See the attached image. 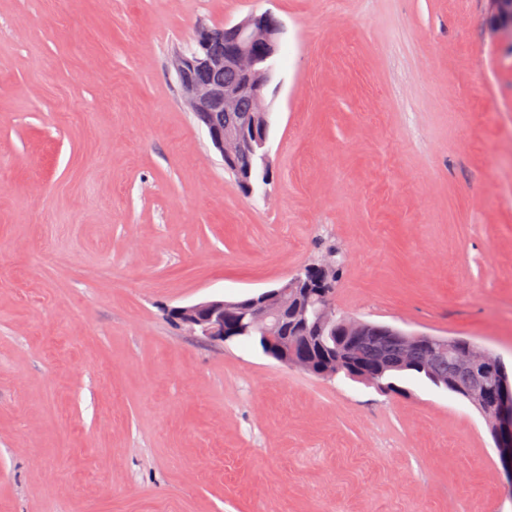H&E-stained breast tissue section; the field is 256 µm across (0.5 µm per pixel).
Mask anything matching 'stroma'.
<instances>
[{
	"instance_id": "stroma-1",
	"label": "stroma",
	"mask_w": 512,
	"mask_h": 512,
	"mask_svg": "<svg viewBox=\"0 0 512 512\" xmlns=\"http://www.w3.org/2000/svg\"><path fill=\"white\" fill-rule=\"evenodd\" d=\"M272 11L273 182L244 195L172 60ZM485 0H0V512H512L468 402L188 336L277 287L512 371V43Z\"/></svg>"
}]
</instances>
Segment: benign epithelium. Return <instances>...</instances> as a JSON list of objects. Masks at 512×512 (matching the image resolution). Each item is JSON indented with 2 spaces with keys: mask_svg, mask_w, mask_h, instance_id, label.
<instances>
[{
  "mask_svg": "<svg viewBox=\"0 0 512 512\" xmlns=\"http://www.w3.org/2000/svg\"><path fill=\"white\" fill-rule=\"evenodd\" d=\"M487 3V26L490 32L512 39V0H487ZM281 33V22L275 20L274 14L268 11L252 14L236 24L224 26V34L228 39L224 54L215 56L204 52L208 29L201 28L196 32L194 46L188 52L176 55L174 59L173 66L185 102L192 111L220 109L224 112H237L243 97L247 96L251 100L250 114L237 117L224 127L207 128L214 147L229 161L234 154L241 159L248 157L256 147L261 152L265 150L266 130L271 124L268 87L273 78L272 65L280 51ZM224 67L240 74L238 84L214 86L192 78L196 72ZM300 283V275H290L283 281L281 288L263 292L251 299L245 305L244 319L238 318L231 325L224 323L222 299L176 307L173 314L188 335L210 345L223 347L249 329L269 340L270 331L288 315L290 295L305 300L306 307L301 311L302 321H307L311 307L316 309L317 321L330 320L334 304L329 290L312 285L302 288ZM391 333L398 337L406 350L417 341L426 340L433 344L435 352L446 355L454 344L451 338H432L397 328L391 329ZM467 367L473 380L481 385V388L472 391V398L492 416L499 460L508 487L512 490V393L486 384L491 372L487 365L469 363Z\"/></svg>",
  "mask_w": 512,
  "mask_h": 512,
  "instance_id": "benign-epithelium-1",
  "label": "benign epithelium"
}]
</instances>
